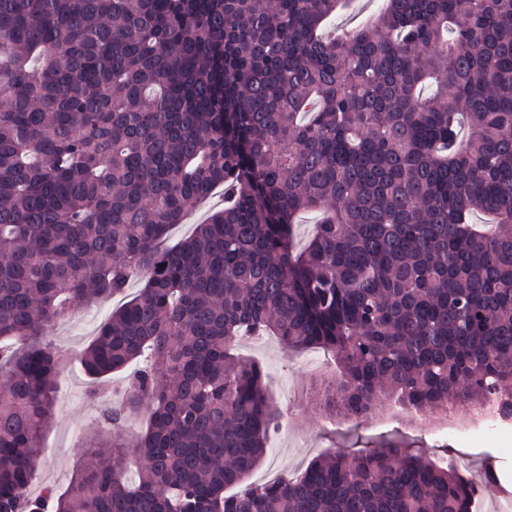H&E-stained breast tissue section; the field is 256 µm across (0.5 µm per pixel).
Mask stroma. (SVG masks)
I'll return each mask as SVG.
<instances>
[{
  "mask_svg": "<svg viewBox=\"0 0 512 512\" xmlns=\"http://www.w3.org/2000/svg\"><path fill=\"white\" fill-rule=\"evenodd\" d=\"M113 304L78 311L71 320L50 328L48 334L64 352L78 354L111 313ZM238 351L265 367L272 400L283 414L282 425L261 465L251 474V482L263 483L300 472L315 458L349 446L359 433L402 437L432 448L436 458L449 460L476 481L483 478L487 467H494L503 478L486 488L477 504L478 512H512V434L495 437L488 429L472 427L452 439L440 414H433L430 425L422 428L411 416L391 410L358 432L353 422L343 415L326 413L310 398L311 378L331 367L330 356L322 350L292 352L277 337L260 336L242 339ZM102 405L79 368L63 375L54 419L42 440L40 483L67 484L74 462L83 456L85 431L98 419Z\"/></svg>",
  "mask_w": 512,
  "mask_h": 512,
  "instance_id": "stroma-1",
  "label": "stroma"
}]
</instances>
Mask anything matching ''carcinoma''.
Listing matches in <instances>:
<instances>
[{
  "label": "carcinoma",
  "instance_id": "1",
  "mask_svg": "<svg viewBox=\"0 0 512 512\" xmlns=\"http://www.w3.org/2000/svg\"><path fill=\"white\" fill-rule=\"evenodd\" d=\"M342 2L0 0V512H473L499 480L392 439L246 482L280 414L243 336L333 352L315 401L361 423L512 419V0H385L321 37ZM133 279L78 360L126 373L147 430L93 433L33 496L68 364L46 330ZM223 207L224 193L221 189H216L207 198L199 202L181 224H177L170 229L166 243L172 245L189 236L195 224L203 223L212 211Z\"/></svg>",
  "mask_w": 512,
  "mask_h": 512
}]
</instances>
